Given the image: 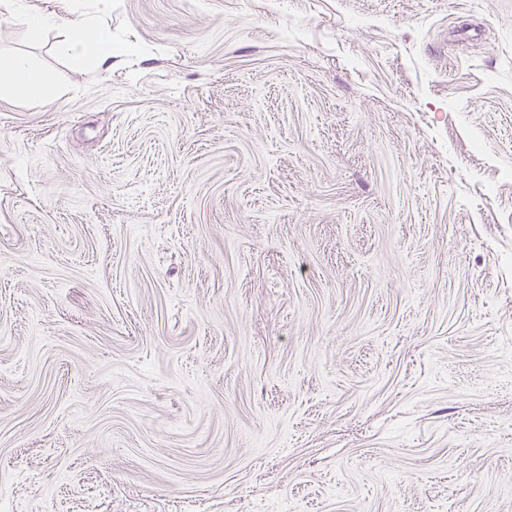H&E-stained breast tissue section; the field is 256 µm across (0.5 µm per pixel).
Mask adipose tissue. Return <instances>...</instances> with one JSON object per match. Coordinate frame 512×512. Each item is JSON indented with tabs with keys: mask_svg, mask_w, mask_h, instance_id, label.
<instances>
[{
	"mask_svg": "<svg viewBox=\"0 0 512 512\" xmlns=\"http://www.w3.org/2000/svg\"><path fill=\"white\" fill-rule=\"evenodd\" d=\"M28 24L36 31L65 26L68 37L63 43V49L75 67L102 64L112 58L111 33L102 28H92L84 16L62 20L34 13L29 16ZM53 80L50 72L34 67L22 58L0 64V91L15 96L42 99Z\"/></svg>",
	"mask_w": 512,
	"mask_h": 512,
	"instance_id": "1",
	"label": "adipose tissue"
}]
</instances>
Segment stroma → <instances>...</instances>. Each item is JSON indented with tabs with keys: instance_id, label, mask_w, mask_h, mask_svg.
<instances>
[{
	"instance_id": "1",
	"label": "stroma",
	"mask_w": 512,
	"mask_h": 512,
	"mask_svg": "<svg viewBox=\"0 0 512 512\" xmlns=\"http://www.w3.org/2000/svg\"><path fill=\"white\" fill-rule=\"evenodd\" d=\"M16 55L0 512H512V0H0ZM27 20L34 31L64 25L68 37L63 43V49L77 68L106 63L112 59V34L102 28L93 29L82 15L59 19L34 13ZM53 81L50 72L34 67L23 58L0 64V91L10 95L39 100Z\"/></svg>"
}]
</instances>
